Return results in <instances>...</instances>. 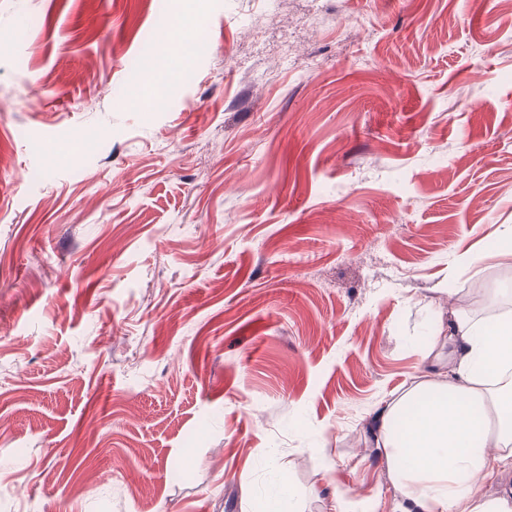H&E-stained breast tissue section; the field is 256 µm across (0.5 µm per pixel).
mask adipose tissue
Here are the masks:
<instances>
[{
	"instance_id": "obj_1",
	"label": "adipose tissue",
	"mask_w": 512,
	"mask_h": 512,
	"mask_svg": "<svg viewBox=\"0 0 512 512\" xmlns=\"http://www.w3.org/2000/svg\"><path fill=\"white\" fill-rule=\"evenodd\" d=\"M367 432L403 512H512V312L495 322L459 306L430 336L422 366L383 400Z\"/></svg>"
}]
</instances>
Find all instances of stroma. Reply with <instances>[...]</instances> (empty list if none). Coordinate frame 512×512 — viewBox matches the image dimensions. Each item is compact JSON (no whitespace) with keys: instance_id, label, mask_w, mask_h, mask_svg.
<instances>
[{"instance_id":"35a3bbf8","label":"stroma","mask_w":512,"mask_h":512,"mask_svg":"<svg viewBox=\"0 0 512 512\" xmlns=\"http://www.w3.org/2000/svg\"><path fill=\"white\" fill-rule=\"evenodd\" d=\"M0 156V512H400L367 420L512 302V5L0 0Z\"/></svg>"}]
</instances>
